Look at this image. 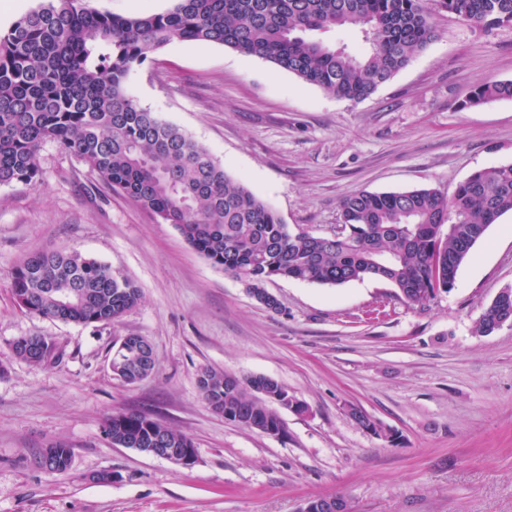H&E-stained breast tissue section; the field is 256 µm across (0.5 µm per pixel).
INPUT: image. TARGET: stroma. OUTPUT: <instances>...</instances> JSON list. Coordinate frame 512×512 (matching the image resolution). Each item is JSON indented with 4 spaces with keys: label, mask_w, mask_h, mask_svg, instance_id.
<instances>
[{
    "label": "stroma",
    "mask_w": 512,
    "mask_h": 512,
    "mask_svg": "<svg viewBox=\"0 0 512 512\" xmlns=\"http://www.w3.org/2000/svg\"><path fill=\"white\" fill-rule=\"evenodd\" d=\"M433 18L436 38L358 103L187 42L135 67L127 88L283 223L323 235L349 193L451 194L473 172L512 163V99L465 104L477 83L512 81V26ZM39 163L37 183L0 186V512H300L308 498L336 495L352 512H512V326L472 332L512 287V213L426 306L376 280L276 279L265 285L281 303L274 313L56 143ZM46 249L110 265L140 288L139 305L104 326L22 311L10 272ZM31 334L55 341L62 360L18 358L13 340ZM133 335L151 342L155 369L127 384L111 362ZM205 367L276 379L308 412L282 411L278 437L224 420L199 393ZM352 405L396 443L362 429ZM119 411L191 437L196 464L112 446L103 423ZM59 442L73 449L62 474L37 463Z\"/></svg>",
    "instance_id": "obj_1"
}]
</instances>
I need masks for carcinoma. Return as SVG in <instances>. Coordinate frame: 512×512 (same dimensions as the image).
<instances>
[{
  "mask_svg": "<svg viewBox=\"0 0 512 512\" xmlns=\"http://www.w3.org/2000/svg\"><path fill=\"white\" fill-rule=\"evenodd\" d=\"M430 0H174L166 11L116 16L90 11L81 0H42L0 34V185L41 177L47 141L91 167L102 184L121 191L210 263L264 291L278 278L340 286L374 279L395 296L423 306L450 292L458 270L489 227L512 212V163L475 171L450 197L432 188L361 191L339 203L340 237L296 232L210 152L163 121L127 92L130 72L173 42L220 45L273 64L325 93L352 102L369 97L409 65L436 37ZM440 10L472 24L512 26V0H435ZM361 29L370 49L352 55L311 37L314 31ZM512 99V81L479 84L469 105ZM26 311L65 323L111 324L136 307L139 287L79 252L41 251L10 273ZM512 322V298L488 305L477 336ZM45 361L61 358L56 343ZM144 336L117 349L118 378L150 376L155 362ZM257 384L204 368L198 387L211 409L261 433H286L279 417L288 389L264 380L268 395L246 398ZM105 436L126 448H192L193 440L140 412L108 417ZM54 471H66L72 451L50 447Z\"/></svg>",
  "mask_w": 512,
  "mask_h": 512,
  "instance_id": "obj_1",
  "label": "carcinoma"
}]
</instances>
